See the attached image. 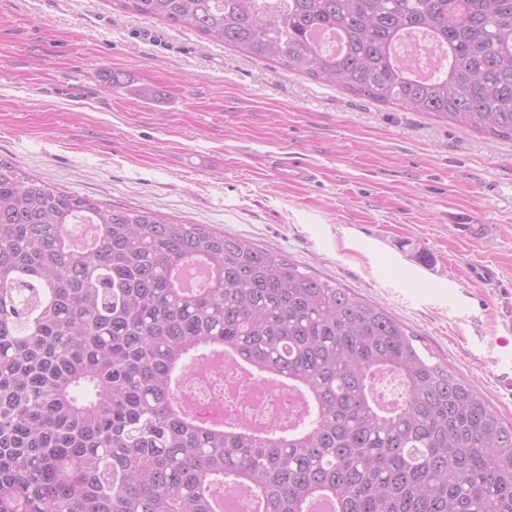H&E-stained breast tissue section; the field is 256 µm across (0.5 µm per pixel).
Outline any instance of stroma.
<instances>
[{
    "label": "stroma",
    "mask_w": 512,
    "mask_h": 512,
    "mask_svg": "<svg viewBox=\"0 0 512 512\" xmlns=\"http://www.w3.org/2000/svg\"><path fill=\"white\" fill-rule=\"evenodd\" d=\"M282 153L315 180L282 183ZM0 160L106 207L210 225L352 289L512 422V142L115 0H0ZM462 219L476 233L460 234Z\"/></svg>",
    "instance_id": "1"
}]
</instances>
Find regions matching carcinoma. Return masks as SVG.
<instances>
[{
	"mask_svg": "<svg viewBox=\"0 0 512 512\" xmlns=\"http://www.w3.org/2000/svg\"><path fill=\"white\" fill-rule=\"evenodd\" d=\"M254 59L512 140V0H117ZM337 32L339 51L313 45ZM447 47L421 79L396 45ZM98 225L93 251L68 225ZM203 262L198 289L175 273ZM216 352L307 392L288 431L214 428L181 383ZM382 306L204 224L105 208L0 161V512H512V423ZM403 383L379 410L377 374Z\"/></svg>",
	"mask_w": 512,
	"mask_h": 512,
	"instance_id": "carcinoma-1",
	"label": "carcinoma"
}]
</instances>
